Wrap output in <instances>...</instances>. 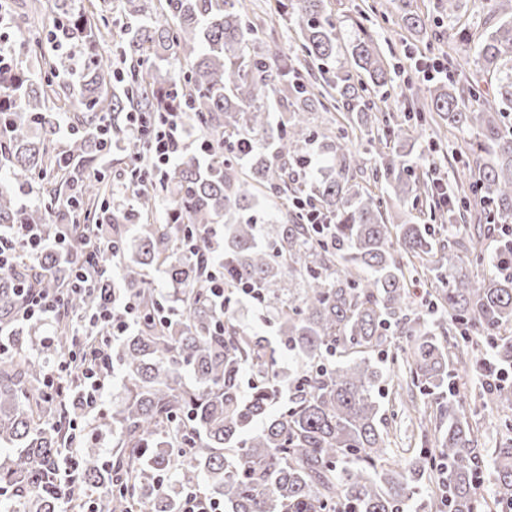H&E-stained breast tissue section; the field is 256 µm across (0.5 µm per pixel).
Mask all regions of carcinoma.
Wrapping results in <instances>:
<instances>
[{"mask_svg": "<svg viewBox=\"0 0 512 512\" xmlns=\"http://www.w3.org/2000/svg\"><path fill=\"white\" fill-rule=\"evenodd\" d=\"M480 5L484 35L456 37L479 68L496 74V91L477 80L460 90L450 79L428 88L414 115L419 124L435 113L469 137V194L446 211L408 164L414 143L363 101L367 88L350 71H337L319 99L292 85L294 110L272 117L292 68L277 42L256 49L258 16L244 0H155L149 14L125 0L116 40L129 59L123 71L99 53L113 36L112 0H51L46 20L39 4L8 7L6 25L20 37L16 68L0 71V102L8 103L0 107V225L42 224L48 238L55 225H70V267L85 262L92 225H109L121 269L115 292L139 299L142 315L112 348L122 395L108 416L111 465L83 448L77 480L66 483L59 460L84 438L69 436L62 420L72 419L83 395L68 388L47 396L52 357L15 326V288L62 292L68 279L53 257L0 276L8 348L0 358V512H60L63 501L90 492L105 496L107 512H180L183 492L200 481L224 512H403L435 468L446 497L427 503L433 512L512 506V439L486 455L474 447L450 388L457 370H512V335H504L512 330V0ZM399 8L407 29L424 27L410 0ZM275 11L298 29L303 57L340 53L326 0H276ZM349 56L373 88L390 81L370 35L351 42ZM62 70L72 81H56ZM317 106L343 108L350 129L370 136L371 168L340 128L323 136L319 174L288 179V166L306 168L308 114ZM126 112H180L210 136L209 145L176 158L162 224L145 223L156 209L154 186L140 183L135 205L113 209L111 185L89 174L126 141L147 156L146 143L121 125ZM60 115L71 129L61 150ZM101 124L109 127L104 140ZM242 139L253 145L244 161ZM64 159L67 168L59 167ZM30 192L37 202L20 206L18 195ZM273 199L288 212L309 199L335 224L324 235L301 212L287 224L253 223L248 211ZM469 207L477 221L500 228L489 257L479 227L467 245L433 238L432 223L456 224ZM207 224L224 225L213 252L224 266L222 302L198 285L197 256L183 248ZM485 263L495 272L479 280L472 270ZM153 266L165 269L178 305L166 319L147 279ZM417 269L442 284L425 312L409 301L408 274ZM241 281L273 313L277 342L295 356L291 367H281L268 337L240 322ZM95 303L90 291L65 294L54 358L68 360L73 319ZM395 336L405 346L391 354ZM384 354L391 358L382 368L376 357ZM384 371L424 397L448 393L439 407L447 429L407 467L395 459L374 396ZM483 400L492 413H512V384L485 388Z\"/></svg>", "mask_w": 512, "mask_h": 512, "instance_id": "obj_1", "label": "carcinoma"}]
</instances>
